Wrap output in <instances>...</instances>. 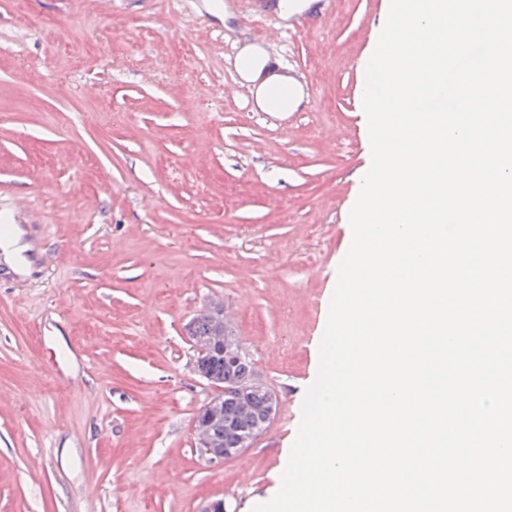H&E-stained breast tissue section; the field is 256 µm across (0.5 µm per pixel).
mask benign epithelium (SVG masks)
Returning <instances> with one entry per match:
<instances>
[{"mask_svg":"<svg viewBox=\"0 0 512 512\" xmlns=\"http://www.w3.org/2000/svg\"><path fill=\"white\" fill-rule=\"evenodd\" d=\"M217 343L223 346L224 352L239 354L243 351L237 337L229 325V318H224V323L219 325ZM196 352L194 358L195 371L209 383L212 393L208 400L198 408L195 416L194 433L198 441V448L202 458L210 463L222 462L232 459L242 452V449L249 447L258 437L253 433L242 441L240 448H219L212 440V427L224 422V394L244 396L250 390L264 391L269 396L270 408L267 412L266 423H271L276 417L280 408L279 396L258 377L252 378L248 383L239 388L224 387L223 382L212 379L201 369L202 356L206 353L207 347L194 345Z\"/></svg>","mask_w":512,"mask_h":512,"instance_id":"benign-epithelium-1","label":"benign epithelium"}]
</instances>
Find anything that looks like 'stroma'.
Returning <instances> with one entry per match:
<instances>
[{
	"mask_svg": "<svg viewBox=\"0 0 512 512\" xmlns=\"http://www.w3.org/2000/svg\"><path fill=\"white\" fill-rule=\"evenodd\" d=\"M223 2L0 0V210L33 214L28 273L0 265V512H251L279 489L387 0H319L268 45L307 93L296 112L254 111L235 68L273 0ZM214 303L281 406L210 464L185 326Z\"/></svg>",
	"mask_w": 512,
	"mask_h": 512,
	"instance_id": "stroma-1",
	"label": "stroma"
}]
</instances>
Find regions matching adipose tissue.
I'll return each instance as SVG.
<instances>
[{"mask_svg": "<svg viewBox=\"0 0 512 512\" xmlns=\"http://www.w3.org/2000/svg\"><path fill=\"white\" fill-rule=\"evenodd\" d=\"M236 60L239 77L248 84L256 110L293 112L302 104V89L280 71L264 48L256 44L243 45Z\"/></svg>", "mask_w": 512, "mask_h": 512, "instance_id": "ef3b65f1", "label": "adipose tissue"}]
</instances>
